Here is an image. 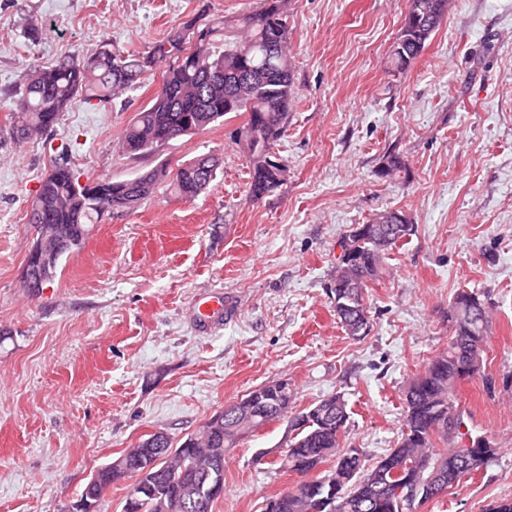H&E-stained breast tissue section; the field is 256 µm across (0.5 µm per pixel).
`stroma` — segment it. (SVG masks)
<instances>
[{
	"instance_id": "1",
	"label": "stroma",
	"mask_w": 512,
	"mask_h": 512,
	"mask_svg": "<svg viewBox=\"0 0 512 512\" xmlns=\"http://www.w3.org/2000/svg\"><path fill=\"white\" fill-rule=\"evenodd\" d=\"M259 0H0V126L34 65L87 57L102 42L142 51L193 17ZM295 104L275 151L286 168L262 199L233 143L239 119L134 159L118 142L162 83L161 68L107 106L75 103L51 130L0 138V512H63L103 464L156 431L174 441L251 388L294 390L290 414L334 393L344 445L378 459L393 448L404 391L451 334L462 290L492 315L483 374L461 382L472 434L499 452L421 512H485L512 498V0H448L443 25L407 71H390L406 0H285ZM41 36L30 41L28 24ZM200 155L217 177L192 200L169 171ZM81 178L156 170L154 194L91 225L42 292L23 288L33 243L26 214L56 158ZM401 170L382 175L391 157ZM415 226L365 292L370 331L346 335L330 287L339 242L378 212ZM232 316L197 325L203 298ZM289 424L240 440L214 512H261L298 480L282 464Z\"/></svg>"
}]
</instances>
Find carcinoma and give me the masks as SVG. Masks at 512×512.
Instances as JSON below:
<instances>
[{"label":"carcinoma","mask_w":512,"mask_h":512,"mask_svg":"<svg viewBox=\"0 0 512 512\" xmlns=\"http://www.w3.org/2000/svg\"><path fill=\"white\" fill-rule=\"evenodd\" d=\"M261 7L224 19L186 21L143 52H123L104 45L93 56L36 65L14 94L5 129L17 141L43 133L59 123L76 101L106 106L115 95L141 83L158 63L169 61L154 98L134 114L122 137V150L140 158L166 142L165 135L187 123L196 131L244 116L232 132L236 145L249 158V190L255 199L279 186L267 168L266 148L283 137L294 99L293 67L288 54L290 28L283 0H260ZM447 0H407L401 27L402 42L391 51L393 73H404L439 29ZM218 159L199 156L179 165L170 186L194 199L216 179ZM80 176L67 158L54 161L27 213V223L45 224L44 259L30 262L33 289L40 290L57 276L62 259L81 248L89 226L112 210H134L151 196L158 172L114 181L98 178L80 185ZM380 212L370 225L358 224L353 256L339 258L332 290L333 310L347 335H367L369 311L365 288L385 272L388 251L414 234L415 225L381 224ZM389 239L377 251L367 227ZM452 335L447 346L431 357L422 374L406 388L405 416L397 445L372 462L357 448L343 446L349 418L347 403L335 393L289 420L285 461L294 471L311 472L333 460L327 475L266 500L268 512H419L427 502L447 493L464 475L488 463L498 453L485 435L461 431L463 411L456 387L463 374L482 373L490 320L486 304L474 292L462 291L448 305ZM292 390L283 381L263 384L217 412L180 444L159 446L142 439L123 451L126 470L111 474L101 467L103 483L134 479L126 500L138 495L140 512H167L177 499L181 512H213L218 498L207 483L224 485V449L234 448L238 436L251 428L233 410L251 405L266 412L268 421L288 413ZM458 429L448 430V419ZM437 464V492L426 489L411 465L423 460Z\"/></svg>","instance_id":"1"}]
</instances>
